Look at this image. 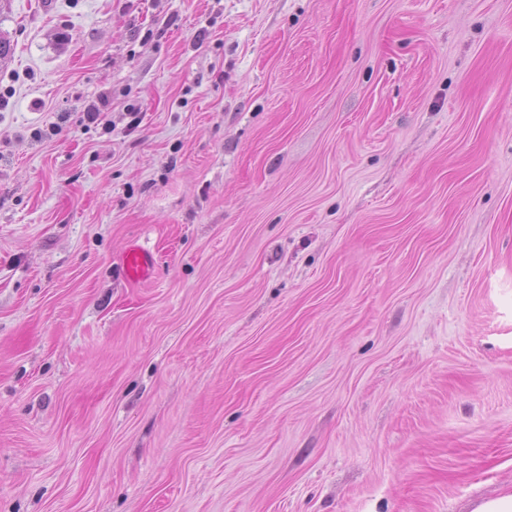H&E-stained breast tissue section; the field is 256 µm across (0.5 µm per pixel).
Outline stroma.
Returning a JSON list of instances; mask_svg holds the SVG:
<instances>
[{
  "instance_id": "stroma-1",
  "label": "stroma",
  "mask_w": 512,
  "mask_h": 512,
  "mask_svg": "<svg viewBox=\"0 0 512 512\" xmlns=\"http://www.w3.org/2000/svg\"><path fill=\"white\" fill-rule=\"evenodd\" d=\"M1 36L0 512L512 493V0H0ZM122 275L130 283L151 281L156 276V264L152 254L139 244H130L121 257Z\"/></svg>"
}]
</instances>
